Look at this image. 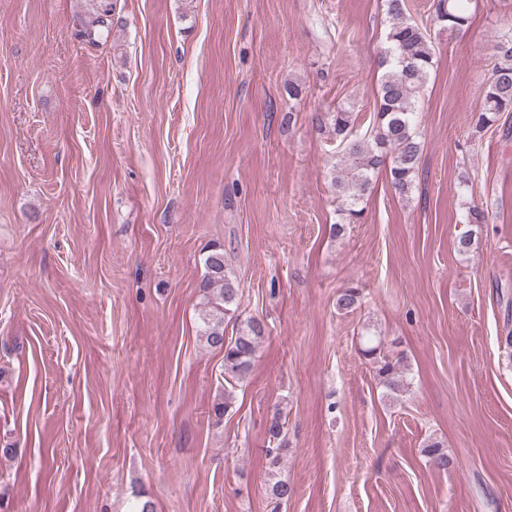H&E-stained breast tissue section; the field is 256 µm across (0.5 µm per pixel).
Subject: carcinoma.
<instances>
[{
  "label": "carcinoma",
  "instance_id": "1",
  "mask_svg": "<svg viewBox=\"0 0 512 512\" xmlns=\"http://www.w3.org/2000/svg\"><path fill=\"white\" fill-rule=\"evenodd\" d=\"M472 0H437L432 22L441 30L461 31L469 25ZM389 18L388 46L382 57L384 71L379 82L374 126L368 139L353 136V113L338 108L327 113L336 141L348 164L335 166L333 178L342 212L350 220L361 217L363 210L358 203L370 191L373 176L379 170L389 168L390 184L401 197L409 196L418 174L422 146L415 128L417 99L421 88L434 66V47L428 27L414 21L408 12L407 0H385ZM497 62L482 90V101L474 111L472 120L477 130L494 122L501 112H512V33L504 34L496 44ZM489 210L479 204L467 207L465 222L486 224ZM205 273L198 288L201 295L199 336L206 345L224 352V401L214 406L216 417L232 412L233 388L251 373L257 353L265 340V323L255 317L240 318L239 285L228 268L224 249L214 247L204 257ZM360 301L356 287L342 289L336 298V307L349 312ZM236 324L235 334H225L224 323ZM363 354L374 365L379 383L389 393H397L406 385L408 365L401 357L394 358L380 349L378 337L372 333L363 336ZM283 424L275 418L269 427L270 437L277 446L267 450L272 464L280 461V455L288 443L282 438ZM428 463L439 471L454 466L453 460L433 442L423 449ZM293 489L285 481L278 480L267 488V495L279 505L288 501Z\"/></svg>",
  "mask_w": 512,
  "mask_h": 512
}]
</instances>
